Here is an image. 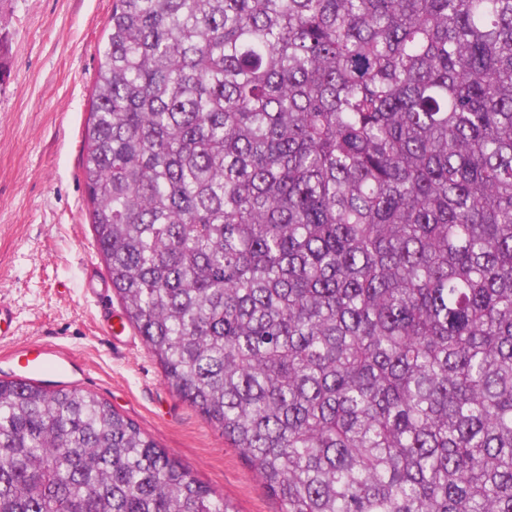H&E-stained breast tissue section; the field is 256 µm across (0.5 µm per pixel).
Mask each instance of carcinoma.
Here are the masks:
<instances>
[{
	"label": "carcinoma",
	"instance_id": "obj_1",
	"mask_svg": "<svg viewBox=\"0 0 512 512\" xmlns=\"http://www.w3.org/2000/svg\"><path fill=\"white\" fill-rule=\"evenodd\" d=\"M83 181L124 315L281 512H512V0H113ZM0 512H229L0 379Z\"/></svg>",
	"mask_w": 512,
	"mask_h": 512
}]
</instances>
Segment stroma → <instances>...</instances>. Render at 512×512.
I'll return each mask as SVG.
<instances>
[{"instance_id":"stroma-1","label":"stroma","mask_w":512,"mask_h":512,"mask_svg":"<svg viewBox=\"0 0 512 512\" xmlns=\"http://www.w3.org/2000/svg\"><path fill=\"white\" fill-rule=\"evenodd\" d=\"M112 0H0V302L15 341L57 347L56 380L107 401L231 512H281L239 451L165 383L135 328L112 344L85 290L101 264L81 174Z\"/></svg>"}]
</instances>
